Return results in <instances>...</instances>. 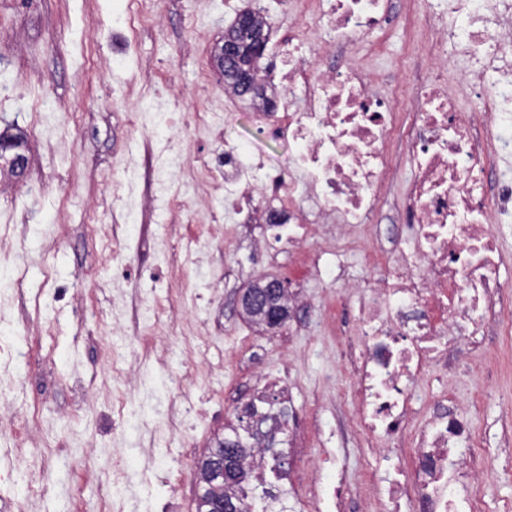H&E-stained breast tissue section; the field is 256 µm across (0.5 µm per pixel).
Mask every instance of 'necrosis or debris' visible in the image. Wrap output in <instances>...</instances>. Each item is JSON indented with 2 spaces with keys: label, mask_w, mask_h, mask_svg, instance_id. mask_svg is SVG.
Instances as JSON below:
<instances>
[{
  "label": "necrosis or debris",
  "mask_w": 512,
  "mask_h": 512,
  "mask_svg": "<svg viewBox=\"0 0 512 512\" xmlns=\"http://www.w3.org/2000/svg\"><path fill=\"white\" fill-rule=\"evenodd\" d=\"M394 0H294L282 35L257 62L253 115L287 165L252 149H224V219L258 225L249 264L310 247L320 279L343 254L361 255L367 281L341 295L353 329L337 326L352 392L343 432L362 434L390 462L356 497L314 412L295 405L287 370L254 371L226 397L228 430L249 448L250 512H280L305 491L313 512H477L457 481L477 459L469 417L452 392L419 397L436 368L485 349L487 329L512 315L496 225L512 215V179L495 174L492 151L512 148V0H436L420 25L431 75L412 95L382 87L351 51L389 31ZM478 109L462 116L448 75ZM401 141L411 177L390 240L379 212ZM318 446L313 465L304 450Z\"/></svg>",
  "instance_id": "necrosis-or-debris-1"
}]
</instances>
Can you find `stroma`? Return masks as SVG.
I'll return each instance as SVG.
<instances>
[{"instance_id":"1","label":"stroma","mask_w":512,"mask_h":512,"mask_svg":"<svg viewBox=\"0 0 512 512\" xmlns=\"http://www.w3.org/2000/svg\"><path fill=\"white\" fill-rule=\"evenodd\" d=\"M128 0H0V83L11 98L0 102V129L27 136L29 158L21 178L0 182V230L24 247L23 259L0 257V278L17 273L19 283L0 302V337L16 338L26 357L14 375L13 408L0 417V512H17L21 486L45 487L35 512H195V463L224 434V398L251 381L254 361L277 371L291 364L298 402L320 399L324 428L344 418V380L327 386L326 373L340 369L339 350L310 329L329 288L315 275L303 283V307L278 332L258 334L235 304L239 289L254 279L236 271L223 237L210 238L197 261H187L183 234L195 225L224 222V193L211 188L208 205L195 189L204 164L225 145L259 148L273 166L286 164V145L267 141L247 113L223 122L224 83L212 60L214 45L235 18L224 0H159L154 17L132 16L128 33L141 47L123 65L112 55V28L129 14ZM141 72L151 97L173 112L164 138L131 133L123 117L133 100L124 81ZM53 97L61 109L32 122L34 103ZM215 115L212 124L195 121ZM179 149L188 165L179 175L182 193L171 208L145 211L154 194L158 156ZM121 182L126 207L112 209V184ZM126 223L131 275L112 267L113 219ZM176 271L173 288L158 306L179 307L181 289L196 296L198 321L210 351L224 358L213 379H190L145 363L150 396L139 417L130 414L134 391L112 382L106 368L112 353L114 299L124 305L130 337L152 344L141 321L142 297L151 277ZM452 386L461 408L473 409L472 430L488 473L468 482L479 512H503L512 504V325L491 333L488 351L459 362L453 379L433 373L425 392ZM190 395L198 412L183 422L192 448H162L149 460L150 430L165 424L172 402ZM151 475H144V468Z\"/></svg>"}]
</instances>
